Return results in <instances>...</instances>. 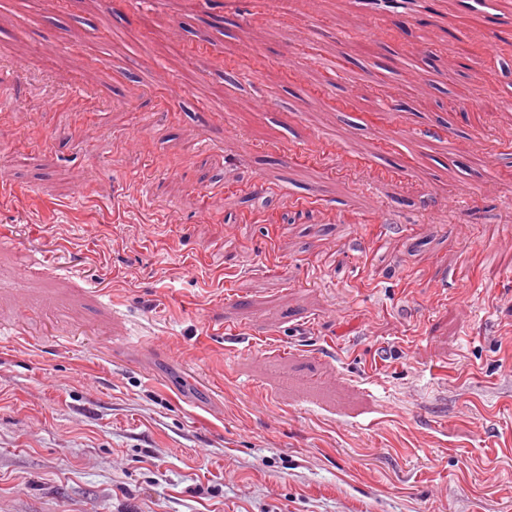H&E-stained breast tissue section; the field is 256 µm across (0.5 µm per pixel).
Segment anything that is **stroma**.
I'll list each match as a JSON object with an SVG mask.
<instances>
[{
    "label": "stroma",
    "mask_w": 512,
    "mask_h": 512,
    "mask_svg": "<svg viewBox=\"0 0 512 512\" xmlns=\"http://www.w3.org/2000/svg\"><path fill=\"white\" fill-rule=\"evenodd\" d=\"M448 18L354 82L344 0L0 7V512H512V45Z\"/></svg>",
    "instance_id": "obj_1"
}]
</instances>
